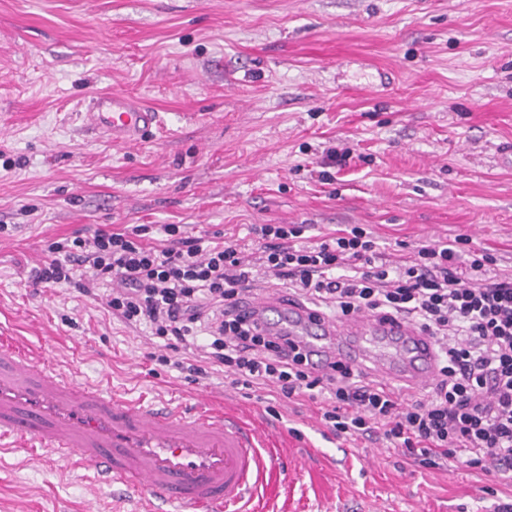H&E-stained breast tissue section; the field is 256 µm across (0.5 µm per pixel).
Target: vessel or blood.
<instances>
[{"label": "vessel or blood", "mask_w": 512, "mask_h": 512, "mask_svg": "<svg viewBox=\"0 0 512 512\" xmlns=\"http://www.w3.org/2000/svg\"><path fill=\"white\" fill-rule=\"evenodd\" d=\"M84 119L115 145L144 140L159 124L157 112L121 91L92 96ZM245 312L318 365L333 355L419 391L435 375L431 339L400 320H336L275 296L250 302ZM9 437L18 445L33 440L47 459L137 492L144 512L168 505L180 512H251L267 472L261 437L236 417L144 404L0 346V443Z\"/></svg>", "instance_id": "1"}]
</instances>
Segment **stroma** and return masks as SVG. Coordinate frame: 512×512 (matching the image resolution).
<instances>
[{
  "mask_svg": "<svg viewBox=\"0 0 512 512\" xmlns=\"http://www.w3.org/2000/svg\"><path fill=\"white\" fill-rule=\"evenodd\" d=\"M159 112L110 144L80 100ZM512 0H0V343L131 398L234 412L272 471L259 512H494L512 477L416 467L326 432L316 404L150 361L105 296L34 285L49 241L130 224L247 237L358 224L388 252L468 238L512 264ZM347 151L345 167L328 164ZM329 170L331 180L319 178ZM39 449L0 452V512H134Z\"/></svg>",
  "mask_w": 512,
  "mask_h": 512,
  "instance_id": "35a3bbf8",
  "label": "stroma"
}]
</instances>
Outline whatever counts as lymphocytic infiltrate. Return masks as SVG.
Returning <instances> with one entry per match:
<instances>
[{
  "label": "lymphocytic infiltrate",
  "instance_id": "obj_1",
  "mask_svg": "<svg viewBox=\"0 0 512 512\" xmlns=\"http://www.w3.org/2000/svg\"><path fill=\"white\" fill-rule=\"evenodd\" d=\"M301 224H264L259 247L185 236L164 224L89 237H62L33 279L87 296L109 286L107 310L127 327L162 340L158 355L182 349L180 371L222 372L231 388L262 387L317 404L337 438L382 441L412 464L512 472V267L487 251L460 262L455 243H428L392 258L353 225L302 242ZM283 286L315 312L362 313L414 323L437 344V375L426 397L403 398L353 365L312 366L282 336L259 332L238 313L251 288Z\"/></svg>",
  "mask_w": 512,
  "mask_h": 512
}]
</instances>
